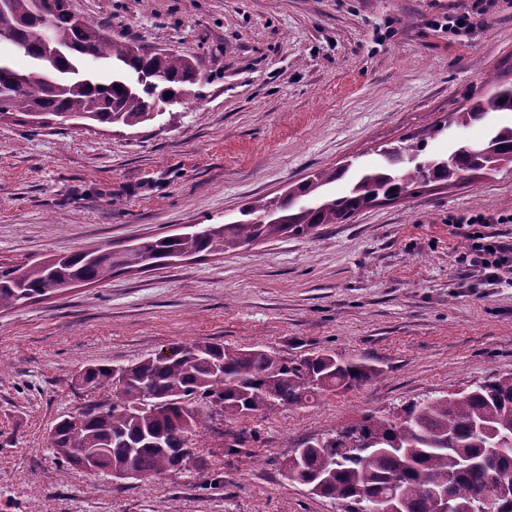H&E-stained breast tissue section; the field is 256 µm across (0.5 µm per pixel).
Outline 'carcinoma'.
<instances>
[{
	"label": "carcinoma",
	"instance_id": "carcinoma-1",
	"mask_svg": "<svg viewBox=\"0 0 512 512\" xmlns=\"http://www.w3.org/2000/svg\"><path fill=\"white\" fill-rule=\"evenodd\" d=\"M49 26L51 44L36 31ZM31 60L26 72L0 57V117L20 114L34 127L84 122L134 127L168 107L197 98L205 82L197 61L160 52L138 41L114 38L75 15L69 0H0V44ZM110 72L101 79L86 61ZM121 90H116V86ZM172 95H167V92ZM512 111V85L469 99L448 113V127L467 128L492 112ZM375 167L352 163L320 169L285 196L254 201L228 224H198L187 233L148 239L121 253L93 249L39 262L0 261V311L77 284L104 282L117 269L160 266L200 253L224 255L262 239L311 235L322 224H342L384 201L408 197L432 181L454 184L477 171L512 165V126L489 130L475 148L457 142L441 156L422 142L378 150ZM356 168L349 192L328 186ZM168 359L147 356L114 368L81 370L89 387L124 382L107 408L68 415L49 431L51 448L68 468L140 477L174 471L176 451L208 428L217 407L231 420L267 415L281 407L302 408L324 392L361 386L377 369L342 360L323 349L288 361L262 347H228L199 341L175 347ZM284 477L311 493L343 505L397 493L403 512H436L429 488L448 490L457 512L500 510L499 478L512 469V374L480 383L466 393L434 395L402 407L390 418L367 416L327 436L309 438L281 462Z\"/></svg>",
	"mask_w": 512,
	"mask_h": 512
}]
</instances>
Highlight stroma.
Listing matches in <instances>:
<instances>
[{
  "label": "stroma",
  "instance_id": "obj_1",
  "mask_svg": "<svg viewBox=\"0 0 512 512\" xmlns=\"http://www.w3.org/2000/svg\"><path fill=\"white\" fill-rule=\"evenodd\" d=\"M147 47L198 58L196 102L134 128L33 129L0 119V258L132 248L191 224L234 221L313 171L376 162L379 145L444 155L448 113L512 83V0L470 33L441 23L473 0H72ZM512 213V168L429 183L314 235L119 271L0 312V512H336L284 478L305 439L431 395L512 374V283L460 259L462 214ZM301 359L327 348L378 373L312 406L243 420L215 413L179 472L116 482L61 470L51 427L107 388L80 368L124 366L196 340ZM246 443L227 453L233 436Z\"/></svg>",
  "mask_w": 512,
  "mask_h": 512
}]
</instances>
